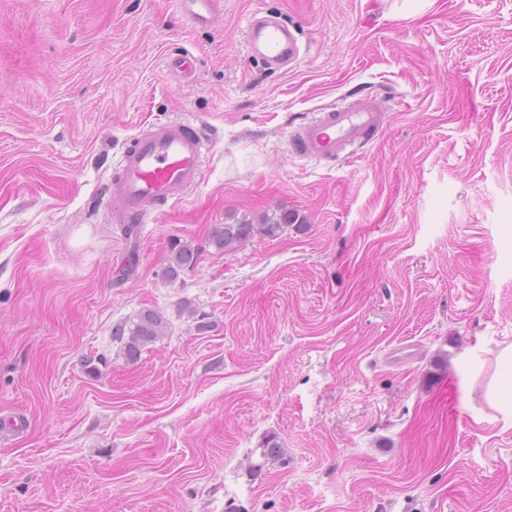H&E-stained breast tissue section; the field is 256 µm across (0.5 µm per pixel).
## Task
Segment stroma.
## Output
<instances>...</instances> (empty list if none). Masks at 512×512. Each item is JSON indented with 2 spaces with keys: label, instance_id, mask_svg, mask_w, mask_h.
Listing matches in <instances>:
<instances>
[{
  "label": "stroma",
  "instance_id": "obj_1",
  "mask_svg": "<svg viewBox=\"0 0 512 512\" xmlns=\"http://www.w3.org/2000/svg\"><path fill=\"white\" fill-rule=\"evenodd\" d=\"M258 8L305 49L288 72L250 59ZM363 95L388 122L357 156L290 153ZM187 117L202 180L128 237L114 165ZM264 213L296 222L209 246ZM176 238L200 257L171 280ZM146 309L167 327L131 360L112 330ZM510 343L512 0H224L207 29L173 0H0V420L27 422L0 512H512L485 400ZM167 66L169 70L184 79L191 78L195 73V59L185 51H176L167 57ZM294 220L295 217L288 218V215H284L280 221L273 220L268 214L263 215L256 222L254 218L248 220L245 217L234 224H224L215 228L208 244L214 246L219 252L230 251L254 236L277 237L285 232L288 225L294 224Z\"/></svg>",
  "mask_w": 512,
  "mask_h": 512
}]
</instances>
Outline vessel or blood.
Segmentation results:
<instances>
[{
  "label": "vessel or blood",
  "mask_w": 512,
  "mask_h": 512,
  "mask_svg": "<svg viewBox=\"0 0 512 512\" xmlns=\"http://www.w3.org/2000/svg\"><path fill=\"white\" fill-rule=\"evenodd\" d=\"M177 9L196 26L210 27L224 12L222 0H175ZM252 60L264 67H287L300 46L293 29L280 17L254 11L246 19ZM169 70L184 79L195 73V59L185 51L167 58ZM387 118L367 96L330 105L304 118L288 135L291 148L315 161L350 157L369 142ZM212 135L201 122L181 119L154 124L131 138L116 166L118 188L109 192L104 209L116 224H141L169 200L198 186Z\"/></svg>",
  "instance_id": "1"
}]
</instances>
